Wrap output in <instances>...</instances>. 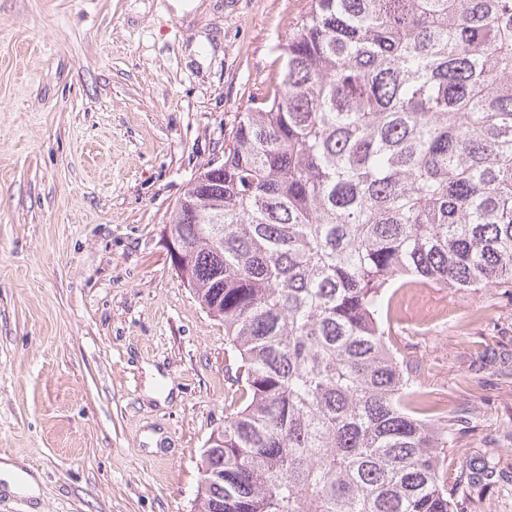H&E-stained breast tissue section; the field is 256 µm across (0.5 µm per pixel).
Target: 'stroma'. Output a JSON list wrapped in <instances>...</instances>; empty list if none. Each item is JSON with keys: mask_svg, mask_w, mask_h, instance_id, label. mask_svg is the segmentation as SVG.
I'll use <instances>...</instances> for the list:
<instances>
[{"mask_svg": "<svg viewBox=\"0 0 512 512\" xmlns=\"http://www.w3.org/2000/svg\"><path fill=\"white\" fill-rule=\"evenodd\" d=\"M183 3L0 0V456L43 480L0 512H195L238 399L166 226L308 0ZM390 343L473 414L449 483L487 451L508 478L465 512H512V299L413 289Z\"/></svg>", "mask_w": 512, "mask_h": 512, "instance_id": "obj_1", "label": "stroma"}]
</instances>
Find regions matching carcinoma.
Here are the masks:
<instances>
[{"instance_id": "cac0c4a2", "label": "carcinoma", "mask_w": 512, "mask_h": 512, "mask_svg": "<svg viewBox=\"0 0 512 512\" xmlns=\"http://www.w3.org/2000/svg\"><path fill=\"white\" fill-rule=\"evenodd\" d=\"M166 226L247 404L197 512H464L440 416L386 341L410 284L512 288V0H310Z\"/></svg>"}]
</instances>
